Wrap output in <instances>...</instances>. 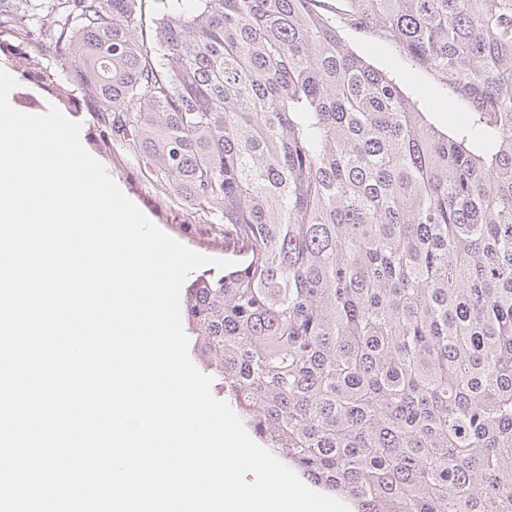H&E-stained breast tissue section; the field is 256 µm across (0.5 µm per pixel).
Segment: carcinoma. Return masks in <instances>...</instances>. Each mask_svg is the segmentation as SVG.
<instances>
[{
    "instance_id": "carcinoma-1",
    "label": "carcinoma",
    "mask_w": 512,
    "mask_h": 512,
    "mask_svg": "<svg viewBox=\"0 0 512 512\" xmlns=\"http://www.w3.org/2000/svg\"><path fill=\"white\" fill-rule=\"evenodd\" d=\"M0 0L13 69L156 196L244 246L185 287L191 356L356 512H512V0ZM470 111L441 130L350 51ZM340 30L343 40L351 50L371 66L386 72L401 83L405 93L418 102L422 112H426L429 122L446 130L448 119L455 124L465 121L467 108L460 106L431 74L410 69L402 57L385 44L350 28ZM450 104L457 112H448Z\"/></svg>"
}]
</instances>
